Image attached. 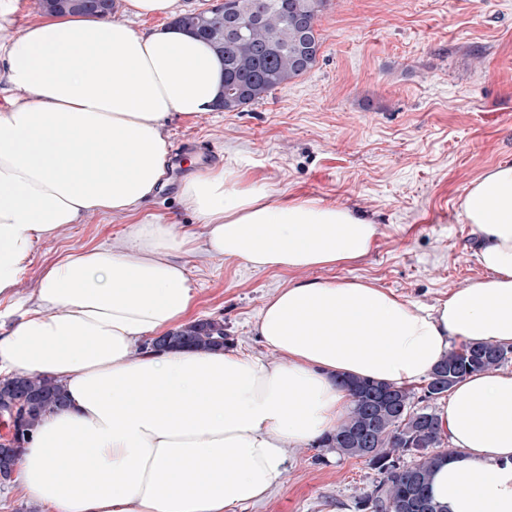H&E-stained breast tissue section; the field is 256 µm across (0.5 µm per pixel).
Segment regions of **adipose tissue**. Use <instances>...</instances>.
<instances>
[{
    "label": "adipose tissue",
    "instance_id": "ef3b65f1",
    "mask_svg": "<svg viewBox=\"0 0 512 512\" xmlns=\"http://www.w3.org/2000/svg\"><path fill=\"white\" fill-rule=\"evenodd\" d=\"M0 0V373L38 374L67 402L45 414L12 483L41 512H236L265 499L288 452L344 419L337 378L395 387L424 379L452 342L512 345V163L458 204L483 277L420 306L362 279L294 280L254 330L273 358L233 350L144 352L193 318L185 254L294 272L365 256L379 228L317 197L271 199L217 163L185 177L203 234L137 219L122 249L74 251L46 268L27 308L16 289L37 246L94 214L135 215L167 175L172 115L213 112L224 64L174 25L177 0H125L137 30L108 16L42 14L6 37ZM435 415L451 451L429 494L443 512H512V369L455 384Z\"/></svg>",
    "mask_w": 512,
    "mask_h": 512
}]
</instances>
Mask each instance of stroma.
I'll list each match as a JSON object with an SVG mask.
<instances>
[{"mask_svg":"<svg viewBox=\"0 0 512 512\" xmlns=\"http://www.w3.org/2000/svg\"><path fill=\"white\" fill-rule=\"evenodd\" d=\"M316 65L241 112L172 117L171 182L139 217H175L202 232L179 199L183 177L211 163L241 169L274 196L355 207L380 230L371 252L301 280H373L424 306L483 276L477 238L457 203L469 182L512 162V0H326ZM124 214L93 215L42 242L17 288L26 301L62 255L122 247ZM194 316L224 325V346L269 355L254 331L263 302L293 275L186 254ZM358 458L310 445L263 502L241 512H358L378 483Z\"/></svg>","mask_w":512,"mask_h":512,"instance_id":"stroma-1","label":"stroma"}]
</instances>
